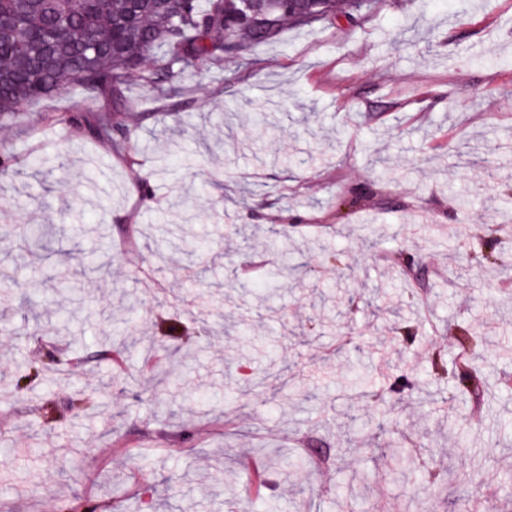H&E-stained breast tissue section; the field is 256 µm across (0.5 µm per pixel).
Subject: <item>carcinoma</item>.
<instances>
[{
    "label": "carcinoma",
    "instance_id": "1",
    "mask_svg": "<svg viewBox=\"0 0 512 512\" xmlns=\"http://www.w3.org/2000/svg\"><path fill=\"white\" fill-rule=\"evenodd\" d=\"M372 0H0V119L77 85L121 98L127 74L149 86L172 84L249 46L275 38L287 23L352 16ZM86 122L101 142L131 135L111 111ZM459 387L476 388L481 343L464 337Z\"/></svg>",
    "mask_w": 512,
    "mask_h": 512
}]
</instances>
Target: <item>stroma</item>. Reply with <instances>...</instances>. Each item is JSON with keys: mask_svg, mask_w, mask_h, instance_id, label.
<instances>
[{"mask_svg": "<svg viewBox=\"0 0 512 512\" xmlns=\"http://www.w3.org/2000/svg\"><path fill=\"white\" fill-rule=\"evenodd\" d=\"M106 106L69 86L0 121L16 157L0 173L14 512H240L251 486L255 512H446L450 497L512 512V269L474 256L503 241L512 191V151L490 150L512 140V0H375L172 88L129 74L115 111L137 152L69 122ZM63 209L79 220L58 224L56 254L18 249ZM196 239L218 246L195 259ZM128 306L117 367L101 338ZM63 307L80 315L60 330ZM464 328L484 348L478 402L431 370ZM62 344L84 363L48 362ZM402 378L413 388L394 393ZM80 390L89 412L70 405ZM403 446L440 476H478L447 492L403 477Z\"/></svg>", "mask_w": 512, "mask_h": 512, "instance_id": "35a3bbf8", "label": "stroma"}]
</instances>
